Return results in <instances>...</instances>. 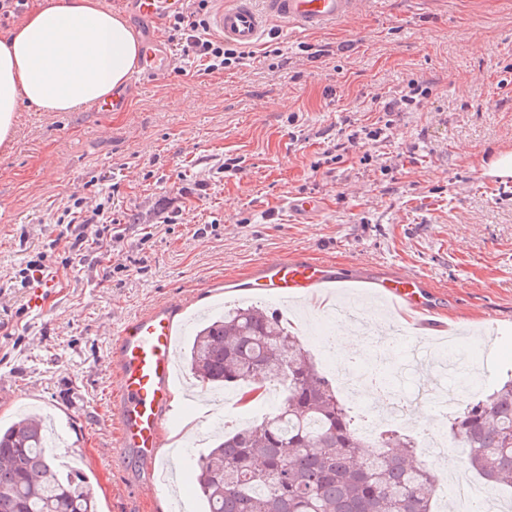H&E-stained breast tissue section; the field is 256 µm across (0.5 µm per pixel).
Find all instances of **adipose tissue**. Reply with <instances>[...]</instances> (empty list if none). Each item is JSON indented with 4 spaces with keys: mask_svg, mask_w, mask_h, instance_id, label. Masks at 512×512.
<instances>
[{
    "mask_svg": "<svg viewBox=\"0 0 512 512\" xmlns=\"http://www.w3.org/2000/svg\"><path fill=\"white\" fill-rule=\"evenodd\" d=\"M139 55L122 13L101 0H41L0 36V145L12 138L22 105L75 112L107 100Z\"/></svg>",
    "mask_w": 512,
    "mask_h": 512,
    "instance_id": "obj_1",
    "label": "adipose tissue"
}]
</instances>
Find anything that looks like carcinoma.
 Wrapping results in <instances>:
<instances>
[{
  "instance_id": "obj_1",
  "label": "carcinoma",
  "mask_w": 512,
  "mask_h": 512,
  "mask_svg": "<svg viewBox=\"0 0 512 512\" xmlns=\"http://www.w3.org/2000/svg\"><path fill=\"white\" fill-rule=\"evenodd\" d=\"M185 361L204 391L281 393L276 411L197 459L206 512H431L435 481L414 442L394 428L367 439L278 315L230 309L197 331ZM449 431L476 473L512 487V377L466 404ZM0 512H97L85 477L58 468L35 417L0 431Z\"/></svg>"
}]
</instances>
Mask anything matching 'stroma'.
<instances>
[{"instance_id": "stroma-1", "label": "stroma", "mask_w": 512, "mask_h": 512, "mask_svg": "<svg viewBox=\"0 0 512 512\" xmlns=\"http://www.w3.org/2000/svg\"><path fill=\"white\" fill-rule=\"evenodd\" d=\"M324 45L329 55L312 57ZM173 50L165 78L134 92L125 111L26 105L0 146V320L15 326L0 338L10 390L0 426L21 411L55 419L98 512H202L192 468L213 420L178 443L176 493L154 495L148 468L113 455V335L157 303L181 305L182 345L200 311L248 302L283 311L304 345L345 335L398 375L420 316L397 312L374 287L384 274L414 273L436 294L435 320L482 360L465 401L512 372V178L483 168L512 151V0H366L330 30H272L241 65L211 74ZM412 80L429 89L419 104L379 111ZM374 125L379 140L348 145L350 130ZM229 161L235 169L224 170ZM102 191L126 228L111 258L124 272L103 281L94 256L71 261L56 249L59 281L32 306L16 271L58 236L71 196ZM299 196L318 211L292 212ZM287 256L347 268L354 286L332 298L379 303L367 329L326 314L304 320L309 298L244 289L257 266Z\"/></svg>"}]
</instances>
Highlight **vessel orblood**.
<instances>
[{"label":"vessel or blood","instance_id":"obj_1","mask_svg":"<svg viewBox=\"0 0 512 512\" xmlns=\"http://www.w3.org/2000/svg\"><path fill=\"white\" fill-rule=\"evenodd\" d=\"M364 0H218L213 26L225 41L243 48L256 46L272 23L286 32L312 33L346 22ZM137 24L143 56L131 88L159 80L173 64V51L161 34L160 21L181 11L184 0H126ZM350 275L335 265L301 257L260 264L247 282L249 289L271 297L303 296L340 287ZM392 302L422 313L432 312L434 294L423 276L394 273L377 282ZM178 310L169 302L122 324L112 341L113 376L118 390L112 398L121 456L161 464L160 448L167 429L179 425L184 411L171 399L173 349Z\"/></svg>","mask_w":512,"mask_h":512}]
</instances>
